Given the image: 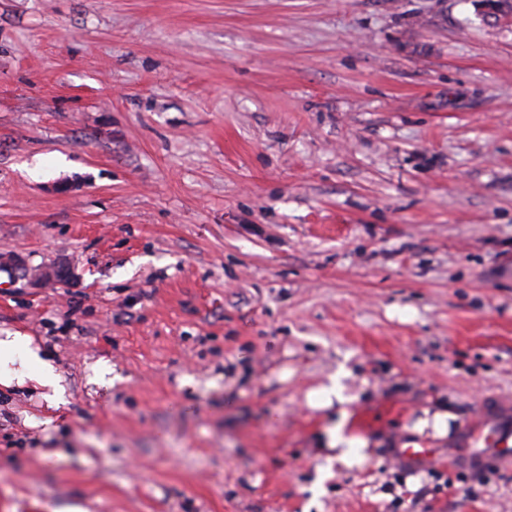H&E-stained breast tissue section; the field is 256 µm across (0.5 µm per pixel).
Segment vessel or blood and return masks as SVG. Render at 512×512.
<instances>
[{
    "mask_svg": "<svg viewBox=\"0 0 512 512\" xmlns=\"http://www.w3.org/2000/svg\"><path fill=\"white\" fill-rule=\"evenodd\" d=\"M448 459L464 471L512 464V403H488L482 416L467 425L455 447L449 448Z\"/></svg>",
    "mask_w": 512,
    "mask_h": 512,
    "instance_id": "vessel-or-blood-1",
    "label": "vessel or blood"
}]
</instances>
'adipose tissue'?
Listing matches in <instances>:
<instances>
[{
	"mask_svg": "<svg viewBox=\"0 0 512 512\" xmlns=\"http://www.w3.org/2000/svg\"><path fill=\"white\" fill-rule=\"evenodd\" d=\"M349 375L348 369H340L327 383L311 391L307 400L317 410L337 408L339 418L326 428L323 444L333 451L336 462L350 468L365 461L369 442L346 431L349 418L346 406L351 398L345 393L343 380ZM0 386L30 387L51 410L60 409L67 403L66 388L54 359L27 336L0 339Z\"/></svg>",
	"mask_w": 512,
	"mask_h": 512,
	"instance_id": "adipose-tissue-1",
	"label": "adipose tissue"
}]
</instances>
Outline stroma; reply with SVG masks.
Instances as JSON below:
<instances>
[{"label":"stroma","mask_w":512,"mask_h":512,"mask_svg":"<svg viewBox=\"0 0 512 512\" xmlns=\"http://www.w3.org/2000/svg\"><path fill=\"white\" fill-rule=\"evenodd\" d=\"M9 333L67 404L0 387V512H512V467L396 452L512 400V10L0 0ZM342 366L353 468L307 401ZM430 411L425 410L424 414L427 416L425 418H421L418 422L412 427L411 431L418 434L423 435L427 430H432L433 434L436 436H444L449 432V420L453 418V415L448 412V410H437L432 414V417H429Z\"/></svg>","instance_id":"stroma-1"}]
</instances>
